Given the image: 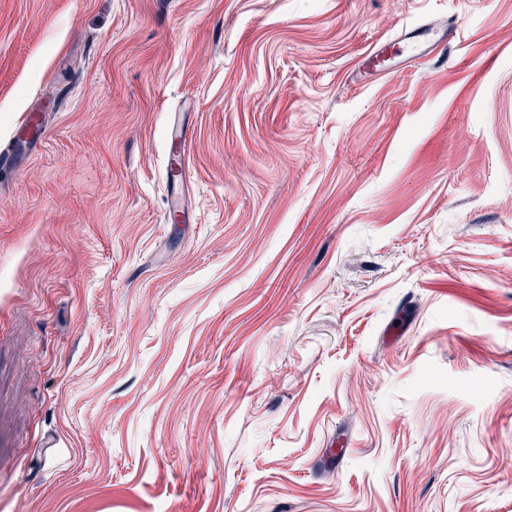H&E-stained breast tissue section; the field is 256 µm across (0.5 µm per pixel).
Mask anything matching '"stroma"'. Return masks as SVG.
Instances as JSON below:
<instances>
[{
  "label": "stroma",
  "mask_w": 512,
  "mask_h": 512,
  "mask_svg": "<svg viewBox=\"0 0 512 512\" xmlns=\"http://www.w3.org/2000/svg\"><path fill=\"white\" fill-rule=\"evenodd\" d=\"M30 109L0 512H512V0H0ZM419 31L417 36H422L424 40H415L417 45L420 46L418 56L429 54L435 49H445L447 46L453 44L458 39L459 26L456 21L444 23H435L433 25L420 26L413 31L407 32L405 30L399 36L401 41L413 39L408 37L412 32Z\"/></svg>",
  "instance_id": "obj_1"
}]
</instances>
